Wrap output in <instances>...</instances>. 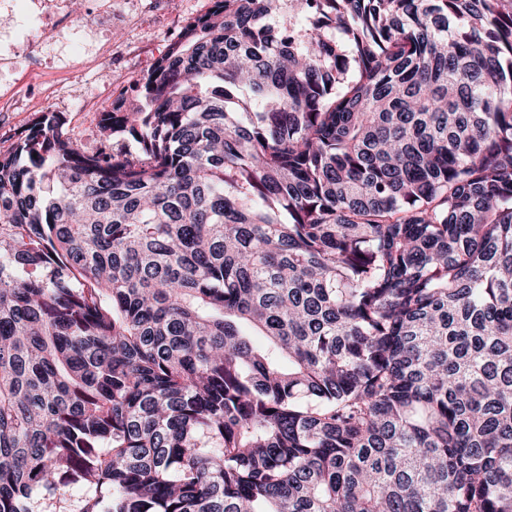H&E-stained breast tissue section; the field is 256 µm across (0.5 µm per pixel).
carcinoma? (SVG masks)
Returning a JSON list of instances; mask_svg holds the SVG:
<instances>
[{
	"label": "carcinoma",
	"mask_w": 512,
	"mask_h": 512,
	"mask_svg": "<svg viewBox=\"0 0 512 512\" xmlns=\"http://www.w3.org/2000/svg\"><path fill=\"white\" fill-rule=\"evenodd\" d=\"M278 2L0 151V512H512V0Z\"/></svg>",
	"instance_id": "carcinoma-1"
}]
</instances>
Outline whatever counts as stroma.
I'll return each instance as SVG.
<instances>
[{
  "mask_svg": "<svg viewBox=\"0 0 512 512\" xmlns=\"http://www.w3.org/2000/svg\"><path fill=\"white\" fill-rule=\"evenodd\" d=\"M212 0H112V68L86 63L84 50L58 44L55 53L18 58L0 71V88L14 90L38 110L64 113L84 148L95 145L94 116L130 93L182 27L206 14Z\"/></svg>",
  "mask_w": 512,
  "mask_h": 512,
  "instance_id": "obj_1",
  "label": "stroma"
}]
</instances>
